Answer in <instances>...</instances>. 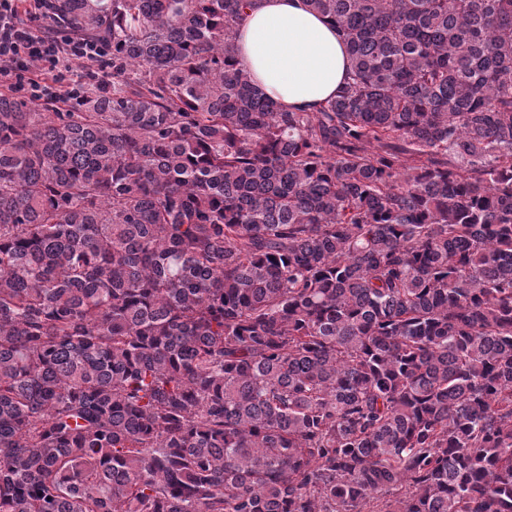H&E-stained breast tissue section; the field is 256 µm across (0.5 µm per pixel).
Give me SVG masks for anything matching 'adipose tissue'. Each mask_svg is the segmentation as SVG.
<instances>
[{"label":"adipose tissue","instance_id":"ef3b65f1","mask_svg":"<svg viewBox=\"0 0 512 512\" xmlns=\"http://www.w3.org/2000/svg\"><path fill=\"white\" fill-rule=\"evenodd\" d=\"M234 55L240 68L285 110L325 104L348 71L341 39L304 0H259L238 27Z\"/></svg>","mask_w":512,"mask_h":512}]
</instances>
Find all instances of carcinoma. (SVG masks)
<instances>
[{
    "instance_id": "1",
    "label": "carcinoma",
    "mask_w": 512,
    "mask_h": 512,
    "mask_svg": "<svg viewBox=\"0 0 512 512\" xmlns=\"http://www.w3.org/2000/svg\"><path fill=\"white\" fill-rule=\"evenodd\" d=\"M305 2L309 111L257 0L49 5L112 76L0 94V512H512V0ZM239 67L282 109L310 110L336 96L348 71L336 31L303 0H261L238 27Z\"/></svg>"
}]
</instances>
